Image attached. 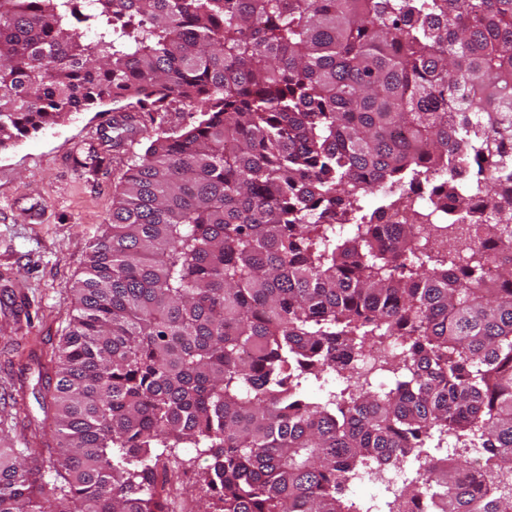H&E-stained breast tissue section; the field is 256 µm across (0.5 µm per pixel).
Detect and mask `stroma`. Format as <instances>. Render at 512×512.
Here are the masks:
<instances>
[{"mask_svg": "<svg viewBox=\"0 0 512 512\" xmlns=\"http://www.w3.org/2000/svg\"><path fill=\"white\" fill-rule=\"evenodd\" d=\"M198 118L183 109L142 119L108 102L0 148V419H42L38 363L68 330V288L84 276L123 175L154 133ZM116 120L134 127L118 146L105 136Z\"/></svg>", "mask_w": 512, "mask_h": 512, "instance_id": "1", "label": "stroma"}]
</instances>
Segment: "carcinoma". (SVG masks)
<instances>
[{"mask_svg": "<svg viewBox=\"0 0 512 512\" xmlns=\"http://www.w3.org/2000/svg\"><path fill=\"white\" fill-rule=\"evenodd\" d=\"M108 100L201 119L88 245L0 512H165L164 462L204 512H372L351 481L409 461L377 512H512V194L430 220L512 181V0H0V147Z\"/></svg>", "mask_w": 512, "mask_h": 512, "instance_id": "cac0c4a2", "label": "carcinoma"}]
</instances>
